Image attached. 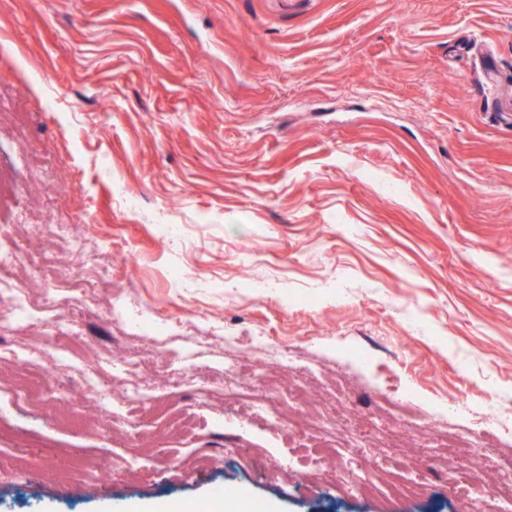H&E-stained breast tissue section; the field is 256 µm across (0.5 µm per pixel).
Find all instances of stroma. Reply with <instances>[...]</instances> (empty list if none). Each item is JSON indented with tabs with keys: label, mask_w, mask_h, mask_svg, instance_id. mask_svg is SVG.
<instances>
[{
	"label": "stroma",
	"mask_w": 512,
	"mask_h": 512,
	"mask_svg": "<svg viewBox=\"0 0 512 512\" xmlns=\"http://www.w3.org/2000/svg\"><path fill=\"white\" fill-rule=\"evenodd\" d=\"M0 94V208L111 256L0 341L67 398L0 356V512H500L506 472L469 488L379 401L512 459V0H0ZM264 343L315 372L273 387ZM83 364L140 407L87 418ZM305 390L350 403L372 492L270 431ZM43 380L36 383L26 382L21 385V390L24 392H35L41 401L46 405L60 407L59 389L56 387L54 379V371L43 369L41 371Z\"/></svg>",
	"instance_id": "1"
}]
</instances>
